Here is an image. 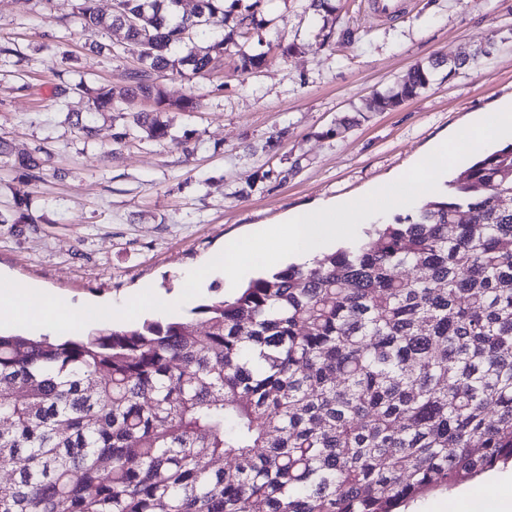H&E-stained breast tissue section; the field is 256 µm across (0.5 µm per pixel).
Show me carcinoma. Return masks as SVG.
Masks as SVG:
<instances>
[{
  "mask_svg": "<svg viewBox=\"0 0 512 512\" xmlns=\"http://www.w3.org/2000/svg\"><path fill=\"white\" fill-rule=\"evenodd\" d=\"M115 0L137 56L94 112L170 137L166 72L209 74L274 0ZM84 28L105 25L82 0ZM222 29L181 57L171 47ZM431 82L418 65L382 110ZM137 99L155 109L133 111ZM24 183L41 159L14 158ZM36 224L27 194L0 224ZM512 461V144L465 162L448 192L310 265L251 280L168 322L105 324L66 340L0 334V512H399Z\"/></svg>",
  "mask_w": 512,
  "mask_h": 512,
  "instance_id": "cac0c4a2",
  "label": "carcinoma"
}]
</instances>
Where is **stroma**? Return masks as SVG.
Instances as JSON below:
<instances>
[{"label": "stroma", "instance_id": "1", "mask_svg": "<svg viewBox=\"0 0 512 512\" xmlns=\"http://www.w3.org/2000/svg\"><path fill=\"white\" fill-rule=\"evenodd\" d=\"M387 14L369 0H336L327 14L309 0H277L273 27L250 32L267 66L248 78L223 70L166 74L170 98L194 94L192 112H169L172 137L140 132L124 143L119 113L96 115L85 137L71 112L85 100L57 101V84L127 86L135 57L99 56L91 42L121 41L122 29L82 28L81 0H0V139L14 153L40 151L41 181L22 185L0 162V214L16 189L29 193L34 224H0V275L80 308L122 306L145 285L162 295L183 288L187 271L234 239L286 221L301 208L357 199L401 177L451 133L512 104V0H393ZM336 37L322 42L321 28ZM475 66L448 64L479 45ZM69 59L56 55V46ZM443 64L429 87L381 111L377 94L404 81L415 65ZM346 122L338 137L329 128ZM188 139L181 148L180 139ZM271 179H262L265 170ZM512 492V465L411 503L407 512H448L483 483Z\"/></svg>", "mask_w": 512, "mask_h": 512}]
</instances>
